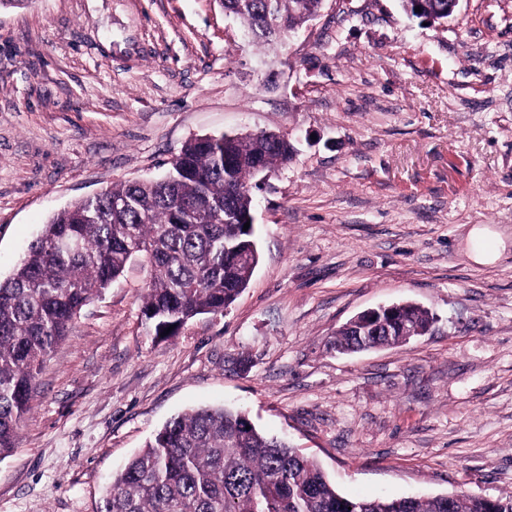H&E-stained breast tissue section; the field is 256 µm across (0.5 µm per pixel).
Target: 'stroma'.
Returning a JSON list of instances; mask_svg holds the SVG:
<instances>
[{"label":"stroma","instance_id":"35a3bbf8","mask_svg":"<svg viewBox=\"0 0 512 512\" xmlns=\"http://www.w3.org/2000/svg\"><path fill=\"white\" fill-rule=\"evenodd\" d=\"M251 130L294 154L256 193L248 287L156 342L130 263L41 368L0 512H96L200 405L247 410L346 496L512 493V0L427 25L400 0H325L265 48L218 0L0 8V281L56 211ZM476 224L504 243L494 264L469 256ZM403 302L434 314L425 335L333 349L355 314Z\"/></svg>","mask_w":512,"mask_h":512}]
</instances>
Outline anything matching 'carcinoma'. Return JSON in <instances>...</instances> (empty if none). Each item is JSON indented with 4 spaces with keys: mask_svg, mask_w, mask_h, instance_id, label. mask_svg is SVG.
Masks as SVG:
<instances>
[{
    "mask_svg": "<svg viewBox=\"0 0 512 512\" xmlns=\"http://www.w3.org/2000/svg\"><path fill=\"white\" fill-rule=\"evenodd\" d=\"M320 2L224 0V10L254 43L273 45L308 23ZM401 2L416 18L448 15V0ZM290 156V143L276 137L201 136L186 142L165 177L117 184L54 214L0 282V456L16 449L53 348L131 261L150 267L142 314L155 341L237 299L259 261L256 232L242 224L253 208L254 161L273 172ZM398 312L420 333L435 322L413 304ZM384 320L363 315L344 324L334 349L405 342L400 330L382 327ZM97 512H512V494L348 498L299 449L257 428L245 412L220 407L168 421L112 476Z\"/></svg>",
    "mask_w": 512,
    "mask_h": 512,
    "instance_id": "obj_1",
    "label": "carcinoma"
}]
</instances>
